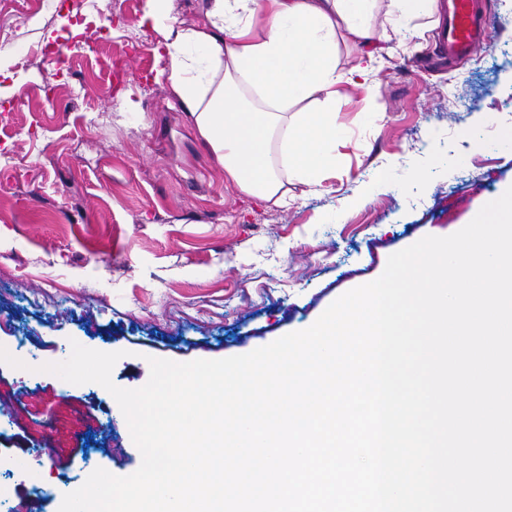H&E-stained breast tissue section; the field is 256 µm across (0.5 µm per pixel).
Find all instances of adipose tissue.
<instances>
[{
  "mask_svg": "<svg viewBox=\"0 0 512 512\" xmlns=\"http://www.w3.org/2000/svg\"><path fill=\"white\" fill-rule=\"evenodd\" d=\"M377 0H207L203 23L166 25L163 52L176 104L249 196L284 207L296 176L316 187L336 165V101L345 87L369 90L383 58L374 39ZM357 48L355 70L338 67L339 45ZM322 95L305 116L292 106ZM281 159L269 160L271 137Z\"/></svg>",
  "mask_w": 512,
  "mask_h": 512,
  "instance_id": "1",
  "label": "adipose tissue"
}]
</instances>
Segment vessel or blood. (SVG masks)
Segmentation results:
<instances>
[{
  "instance_id": "vessel-or-blood-1",
  "label": "vessel or blood",
  "mask_w": 512,
  "mask_h": 512,
  "mask_svg": "<svg viewBox=\"0 0 512 512\" xmlns=\"http://www.w3.org/2000/svg\"><path fill=\"white\" fill-rule=\"evenodd\" d=\"M493 22L480 0H450L448 24L439 36L449 59L469 55L471 48L488 37Z\"/></svg>"
}]
</instances>
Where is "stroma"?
Returning <instances> with one entry per match:
<instances>
[{"mask_svg":"<svg viewBox=\"0 0 512 512\" xmlns=\"http://www.w3.org/2000/svg\"><path fill=\"white\" fill-rule=\"evenodd\" d=\"M486 43L442 60L429 17L402 20L403 49L337 104L344 137L317 190L288 182L279 207L224 178L161 77V28L147 0L75 19L36 14L13 38L0 0V346L26 337L38 363L71 342L121 352L113 383L149 379L148 358L222 359L310 327L339 296L374 281L390 255L466 226L512 186V0H484ZM92 43L59 69L53 54ZM375 117L364 123L362 111ZM12 426L0 455L55 450L41 480L58 512L85 463L117 476L141 454L113 398L0 363Z\"/></svg>","mask_w":512,"mask_h":512,"instance_id":"1","label":"stroma"}]
</instances>
